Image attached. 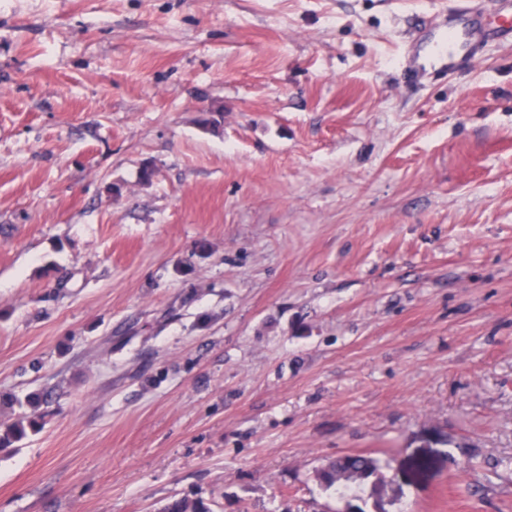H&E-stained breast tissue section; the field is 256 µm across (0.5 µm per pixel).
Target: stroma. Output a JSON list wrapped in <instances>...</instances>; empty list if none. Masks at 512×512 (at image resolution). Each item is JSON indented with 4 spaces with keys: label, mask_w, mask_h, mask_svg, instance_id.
<instances>
[{
    "label": "stroma",
    "mask_w": 512,
    "mask_h": 512,
    "mask_svg": "<svg viewBox=\"0 0 512 512\" xmlns=\"http://www.w3.org/2000/svg\"><path fill=\"white\" fill-rule=\"evenodd\" d=\"M458 5L0 0V512H512V46L400 78ZM26 422V424H25ZM41 426L36 419H19L11 424L5 425L2 428L0 425V448H8L12 444L22 440L27 434L28 430L36 432L40 430ZM382 462L368 455H352L331 460L315 474L319 486L336 498L357 494L371 482L385 481Z\"/></svg>",
    "instance_id": "stroma-1"
}]
</instances>
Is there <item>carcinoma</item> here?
I'll return each mask as SVG.
<instances>
[{
  "label": "carcinoma",
  "mask_w": 512,
  "mask_h": 512,
  "mask_svg": "<svg viewBox=\"0 0 512 512\" xmlns=\"http://www.w3.org/2000/svg\"><path fill=\"white\" fill-rule=\"evenodd\" d=\"M40 430L35 419H19L0 427V448H8L22 440L28 432ZM382 462L368 455H352L331 460L322 465L315 474L319 486L326 492L343 498L361 492L368 484L385 481ZM159 512H211L200 499L177 498L164 505Z\"/></svg>",
  "instance_id": "1"
}]
</instances>
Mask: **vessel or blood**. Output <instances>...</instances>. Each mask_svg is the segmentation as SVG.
Segmentation results:
<instances>
[{"mask_svg":"<svg viewBox=\"0 0 512 512\" xmlns=\"http://www.w3.org/2000/svg\"><path fill=\"white\" fill-rule=\"evenodd\" d=\"M504 40L512 41V0H467L465 8L449 15L443 28L431 31L421 45L411 47L403 76L410 81L421 77V50H428L442 73L449 74L459 64L480 59L488 43Z\"/></svg>","mask_w":512,"mask_h":512,"instance_id":"vessel-or-blood-1","label":"vessel or blood"}]
</instances>
